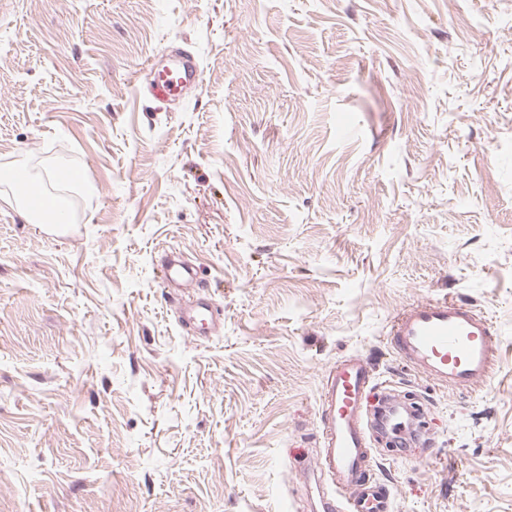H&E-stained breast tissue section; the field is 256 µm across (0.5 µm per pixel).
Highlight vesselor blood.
Wrapping results in <instances>:
<instances>
[{
	"instance_id": "vessel-or-blood-1",
	"label": "vessel or blood",
	"mask_w": 512,
	"mask_h": 512,
	"mask_svg": "<svg viewBox=\"0 0 512 512\" xmlns=\"http://www.w3.org/2000/svg\"><path fill=\"white\" fill-rule=\"evenodd\" d=\"M147 92L159 102L181 95L197 77L184 65L161 69L148 60L142 70ZM167 285H193L195 269L170 253L163 269ZM388 342L414 370L443 386L466 389L486 382L500 357L501 337L491 320L471 304L456 299L421 301L399 311ZM374 387L372 368L354 354L328 371L321 394V454L318 468L336 493L328 512H391L388 489L374 478L365 399Z\"/></svg>"
}]
</instances>
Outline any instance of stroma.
Here are the masks:
<instances>
[{
	"mask_svg": "<svg viewBox=\"0 0 512 512\" xmlns=\"http://www.w3.org/2000/svg\"><path fill=\"white\" fill-rule=\"evenodd\" d=\"M190 55L174 102L147 58ZM0 512H322L328 368L422 405L378 439L393 512H512V0H0ZM199 266L184 328L160 255ZM460 298L502 335L465 391L388 345ZM141 75L147 78L145 84L147 92L161 103L169 102L181 95L186 85L199 76L197 70L190 64L182 68L159 69L154 58L148 60ZM1 201H5L10 205L18 208L21 214L27 219L29 223L38 224H65L66 221L62 220L64 217V210L56 215L49 216L46 213L36 211L29 203L27 197L17 196L15 194L1 195Z\"/></svg>",
	"mask_w": 512,
	"mask_h": 512,
	"instance_id": "stroma-1",
	"label": "stroma"
}]
</instances>
